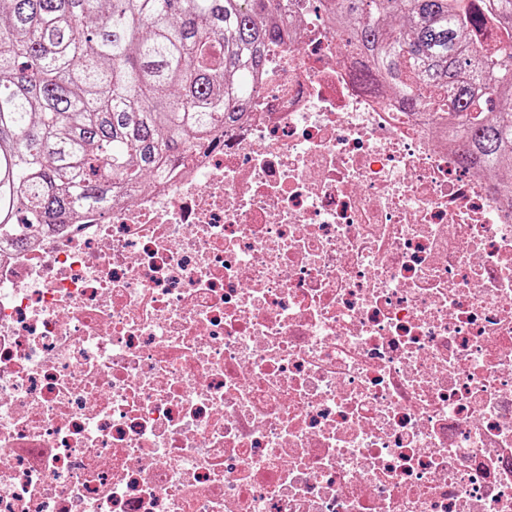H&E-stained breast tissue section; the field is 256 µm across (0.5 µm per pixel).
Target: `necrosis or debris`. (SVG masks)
Returning <instances> with one entry per match:
<instances>
[{
    "mask_svg": "<svg viewBox=\"0 0 512 512\" xmlns=\"http://www.w3.org/2000/svg\"><path fill=\"white\" fill-rule=\"evenodd\" d=\"M281 3L244 123L0 240V512H512V183Z\"/></svg>",
    "mask_w": 512,
    "mask_h": 512,
    "instance_id": "4bbe7bcc",
    "label": "necrosis or debris"
}]
</instances>
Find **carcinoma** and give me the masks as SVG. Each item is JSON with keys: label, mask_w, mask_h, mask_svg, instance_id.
<instances>
[{"label": "carcinoma", "mask_w": 512, "mask_h": 512, "mask_svg": "<svg viewBox=\"0 0 512 512\" xmlns=\"http://www.w3.org/2000/svg\"><path fill=\"white\" fill-rule=\"evenodd\" d=\"M280 0H0V236L102 209L247 118ZM366 86L512 165V0H336Z\"/></svg>", "instance_id": "cac0c4a2"}]
</instances>
